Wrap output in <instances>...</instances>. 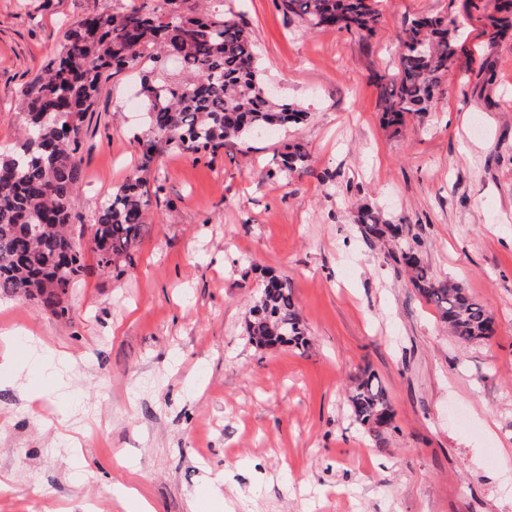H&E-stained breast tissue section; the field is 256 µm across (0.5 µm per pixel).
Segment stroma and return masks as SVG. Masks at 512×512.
Masks as SVG:
<instances>
[{
	"mask_svg": "<svg viewBox=\"0 0 512 512\" xmlns=\"http://www.w3.org/2000/svg\"><path fill=\"white\" fill-rule=\"evenodd\" d=\"M132 0H0V152L23 122L22 88L57 55L66 28ZM246 13L262 78L303 124L215 153L158 152L148 231L111 273L83 229L135 171L143 107L124 72L85 120V178L71 222L86 271L57 318L0 297V335L65 352L61 384L20 399L0 367V512H123L136 488L154 512H512V32L483 35L489 0H381L363 40L303 30L278 0ZM464 25L424 118L382 121L376 75L396 70L409 19ZM303 142L307 173H277ZM405 227L365 237L360 205ZM452 279L495 320L487 340L448 334L401 257ZM287 282L308 329L298 349H260L249 309L267 276ZM374 371L394 410L384 446L346 392Z\"/></svg>",
	"mask_w": 512,
	"mask_h": 512,
	"instance_id": "stroma-1",
	"label": "stroma"
}]
</instances>
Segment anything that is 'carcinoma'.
<instances>
[{
  "instance_id": "carcinoma-1",
  "label": "carcinoma",
  "mask_w": 512,
  "mask_h": 512,
  "mask_svg": "<svg viewBox=\"0 0 512 512\" xmlns=\"http://www.w3.org/2000/svg\"><path fill=\"white\" fill-rule=\"evenodd\" d=\"M213 0H143L138 6L97 12L69 28L58 61L21 91L22 137L0 154V293L24 297L55 314L84 271L82 252L68 231L83 181L78 158L87 113L109 81L125 70L141 74L147 128L136 138L140 164L97 210L91 243L98 267L112 270L145 232L150 192L145 174L156 152H213L230 139L271 128L297 126L305 113L264 93L258 47L244 15L216 10ZM284 13L310 30L337 27L368 39L380 22L378 0H280ZM489 42L512 29V0H493ZM455 19L422 16L399 35L398 69L380 81L383 119L399 128L422 117L441 91L461 51ZM282 173L309 169L304 145H284ZM357 223L377 240L395 239L403 225L382 221L367 205ZM410 282L432 305L448 332L462 341L494 334L490 311L459 283L429 274L413 250L402 253ZM247 331L257 344L271 338L307 346V328L291 288L270 276L249 311ZM348 401L357 423L378 443L390 425L392 406L379 377H356Z\"/></svg>"
}]
</instances>
